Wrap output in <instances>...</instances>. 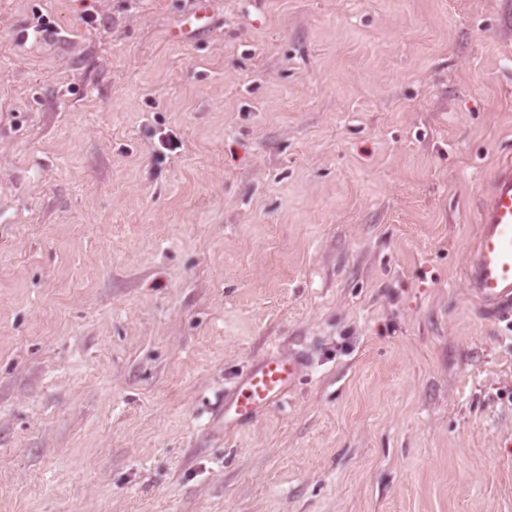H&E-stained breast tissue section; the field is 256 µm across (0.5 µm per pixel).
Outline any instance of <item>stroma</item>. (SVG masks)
<instances>
[{"label": "stroma", "instance_id": "1", "mask_svg": "<svg viewBox=\"0 0 512 512\" xmlns=\"http://www.w3.org/2000/svg\"><path fill=\"white\" fill-rule=\"evenodd\" d=\"M191 7L0 0V512H512L462 279L512 0ZM274 347L307 379L218 434ZM193 9L187 14L186 21L190 28L202 31L209 27L212 20L211 0H192Z\"/></svg>", "mask_w": 512, "mask_h": 512}]
</instances>
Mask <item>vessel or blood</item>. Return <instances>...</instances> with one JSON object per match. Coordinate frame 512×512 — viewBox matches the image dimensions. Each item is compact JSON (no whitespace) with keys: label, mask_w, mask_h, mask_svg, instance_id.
<instances>
[{"label":"vessel or blood","mask_w":512,"mask_h":512,"mask_svg":"<svg viewBox=\"0 0 512 512\" xmlns=\"http://www.w3.org/2000/svg\"><path fill=\"white\" fill-rule=\"evenodd\" d=\"M212 20L211 0H194L186 21L201 31ZM464 280L476 314L495 323H512V161L498 169L483 201L479 230L470 250ZM307 356L272 351L252 363L224 391L218 412L225 432L249 426L280 403L306 377Z\"/></svg>","instance_id":"b4317fda"}]
</instances>
